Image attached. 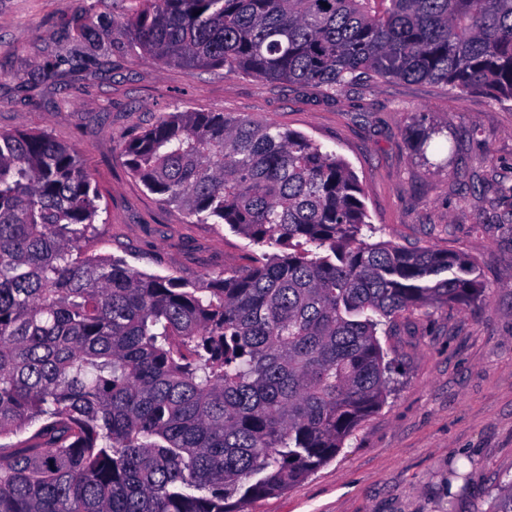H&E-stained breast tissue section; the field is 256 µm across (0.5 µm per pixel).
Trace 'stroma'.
Here are the masks:
<instances>
[{
	"mask_svg": "<svg viewBox=\"0 0 512 512\" xmlns=\"http://www.w3.org/2000/svg\"><path fill=\"white\" fill-rule=\"evenodd\" d=\"M139 0H0V131L75 147L104 221L86 254L185 280L246 269L262 249L193 224L134 178L124 147L175 109L246 115L306 134L349 163L376 240L452 249L484 284L469 308L421 309L380 343L394 387L330 462L248 512H489L512 475V104L425 82L329 93L141 59ZM441 133L419 156L409 132Z\"/></svg>",
	"mask_w": 512,
	"mask_h": 512,
	"instance_id": "1",
	"label": "stroma"
}]
</instances>
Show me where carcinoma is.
<instances>
[{
  "instance_id": "carcinoma-1",
  "label": "carcinoma",
  "mask_w": 512,
  "mask_h": 512,
  "mask_svg": "<svg viewBox=\"0 0 512 512\" xmlns=\"http://www.w3.org/2000/svg\"><path fill=\"white\" fill-rule=\"evenodd\" d=\"M125 25L188 70L512 101V0H140ZM124 155L162 204L274 252L197 282L87 256L102 209L76 149L0 132V440L37 426L0 443V512H245L383 404L381 327L483 296L457 251L366 242L357 177L300 132L176 111ZM489 512H512V479Z\"/></svg>"
}]
</instances>
